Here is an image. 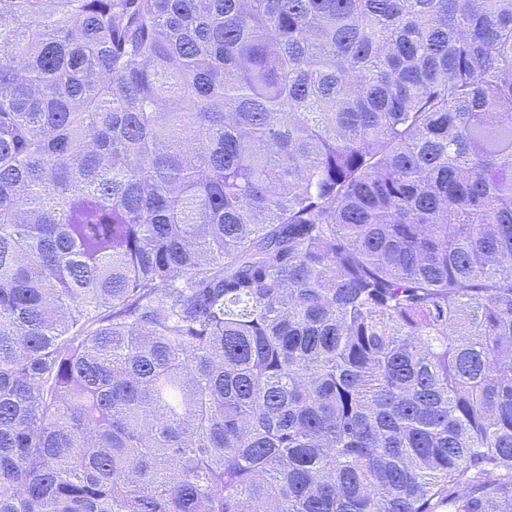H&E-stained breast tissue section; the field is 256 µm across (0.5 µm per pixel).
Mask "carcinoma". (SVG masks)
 <instances>
[{
    "mask_svg": "<svg viewBox=\"0 0 512 512\" xmlns=\"http://www.w3.org/2000/svg\"><path fill=\"white\" fill-rule=\"evenodd\" d=\"M512 512V0H0V512Z\"/></svg>",
    "mask_w": 512,
    "mask_h": 512,
    "instance_id": "cac0c4a2",
    "label": "carcinoma"
}]
</instances>
